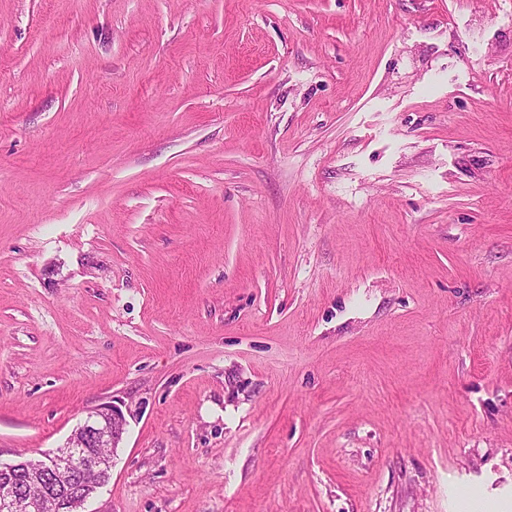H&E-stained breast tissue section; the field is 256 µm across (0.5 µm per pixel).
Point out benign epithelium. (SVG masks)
<instances>
[{"mask_svg": "<svg viewBox=\"0 0 512 512\" xmlns=\"http://www.w3.org/2000/svg\"><path fill=\"white\" fill-rule=\"evenodd\" d=\"M127 421L114 405L101 404L87 410L65 446L40 454V464L26 459L0 462V512H13L20 494L15 475L23 473L41 486V495L28 502L29 512H84L111 476L114 452Z\"/></svg>", "mask_w": 512, "mask_h": 512, "instance_id": "7a95c632", "label": "benign epithelium"}]
</instances>
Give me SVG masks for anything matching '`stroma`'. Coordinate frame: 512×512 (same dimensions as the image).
Listing matches in <instances>:
<instances>
[{
    "instance_id": "obj_1",
    "label": "stroma",
    "mask_w": 512,
    "mask_h": 512,
    "mask_svg": "<svg viewBox=\"0 0 512 512\" xmlns=\"http://www.w3.org/2000/svg\"><path fill=\"white\" fill-rule=\"evenodd\" d=\"M103 403L86 512H512V0H0V460Z\"/></svg>"
}]
</instances>
